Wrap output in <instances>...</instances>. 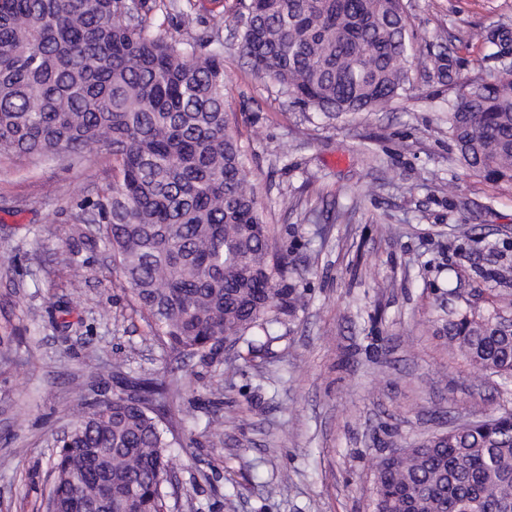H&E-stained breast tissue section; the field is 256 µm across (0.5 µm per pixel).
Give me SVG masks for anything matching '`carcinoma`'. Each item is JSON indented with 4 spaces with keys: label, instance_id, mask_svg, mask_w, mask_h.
I'll list each match as a JSON object with an SVG mask.
<instances>
[{
    "label": "carcinoma",
    "instance_id": "1",
    "mask_svg": "<svg viewBox=\"0 0 512 512\" xmlns=\"http://www.w3.org/2000/svg\"><path fill=\"white\" fill-rule=\"evenodd\" d=\"M240 52L253 74L326 116L373 112L407 93L412 69L448 86L447 56L417 52L403 0H240ZM166 0H0V156H112L111 193L84 218L104 223L140 313L172 350L202 358L224 336L256 351L279 340L302 300L281 287L244 146L224 105V59L152 36L148 14ZM459 160L512 187V79L488 74L448 113ZM464 306L443 325L448 348L479 373L512 381V293L455 286ZM140 404L76 394L58 440L48 495L55 512H109L104 484L126 512H167L173 442L160 379L110 375ZM372 512H512V413L448 431L375 465Z\"/></svg>",
    "mask_w": 512,
    "mask_h": 512
}]
</instances>
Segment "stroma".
<instances>
[{"mask_svg": "<svg viewBox=\"0 0 512 512\" xmlns=\"http://www.w3.org/2000/svg\"><path fill=\"white\" fill-rule=\"evenodd\" d=\"M201 22L152 12L184 43L224 17V101L246 173L287 254L302 308L257 356L245 345L182 360L153 337L107 252L81 220L112 183V159L0 158V512H45L57 439L86 366L135 377L180 366L170 405L168 512H370L375 464L489 414L512 385L477 376L442 324L463 287L512 292V189L467 171L448 136L460 89L411 74L386 111L317 116L252 76L238 52L239 0H192ZM418 49L476 79L498 71L485 42L512 0H404ZM220 418L219 436L208 429Z\"/></svg>", "mask_w": 512, "mask_h": 512, "instance_id": "obj_1", "label": "stroma"}]
</instances>
